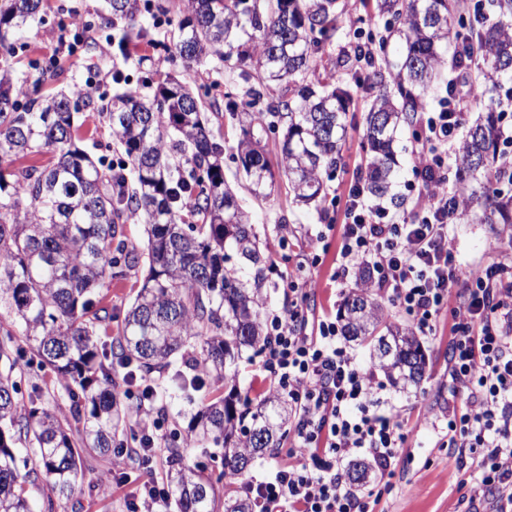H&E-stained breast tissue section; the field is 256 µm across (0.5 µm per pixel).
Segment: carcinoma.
I'll return each mask as SVG.
<instances>
[{
	"label": "carcinoma",
	"mask_w": 512,
	"mask_h": 512,
	"mask_svg": "<svg viewBox=\"0 0 512 512\" xmlns=\"http://www.w3.org/2000/svg\"><path fill=\"white\" fill-rule=\"evenodd\" d=\"M102 15L112 61H126L148 35L139 0H105ZM495 24H474L468 47L480 68L475 101L512 82V0H488ZM43 0H0V512H35L36 482L52 496H71L91 457L125 450L128 410L137 390L118 397L114 363L144 375L170 374L186 392L205 391L187 431L165 441V486L176 512H252L220 484L244 475L268 448H277L291 416L267 393L243 396L238 361L260 351L267 258L251 218L224 182V146L185 82L155 70L150 92L128 87L108 99L46 93L59 66L31 62L15 73L13 44L36 20ZM467 6L461 0H374L378 22L374 67L366 72L347 36L344 0H186L170 36L152 42L186 68L232 59L245 89L225 105L238 129L235 162L249 190L264 194L279 180L297 204L322 207L325 184L344 165L353 92L370 90L363 118L366 194L390 195L398 161L394 144L416 130L443 71L460 68ZM336 58L322 66L327 50ZM102 114L124 155L119 164L93 158L77 143L80 108ZM282 133L276 163L262 140ZM500 111L493 106L469 124L454 171L458 208L475 224H512V184L501 167ZM50 155L46 164L35 158ZM33 163L17 167L19 159ZM147 225V245H128L124 224ZM146 267L131 304L101 306L103 288ZM118 336L109 338L112 321ZM342 336L369 346L373 364L392 385L419 386L427 366L409 325L387 321L383 298L357 284L338 310ZM49 375L69 399L60 414L17 398L24 377ZM228 393L221 394L220 388ZM37 449L35 466L20 471L18 446ZM188 448H221L209 458L220 470L188 460Z\"/></svg>",
	"instance_id": "obj_1"
}]
</instances>
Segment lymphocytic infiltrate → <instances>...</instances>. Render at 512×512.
<instances>
[{
    "label": "lymphocytic infiltrate",
    "mask_w": 512,
    "mask_h": 512,
    "mask_svg": "<svg viewBox=\"0 0 512 512\" xmlns=\"http://www.w3.org/2000/svg\"><path fill=\"white\" fill-rule=\"evenodd\" d=\"M471 97L451 87L437 108L421 115L411 219L369 205L351 185L340 213L326 214L322 230L308 237L282 273L288 309L266 321L263 372L294 408L293 446L270 476L241 482L254 512H374L382 491L357 496L344 464L365 452L381 475H390L407 441L396 416L372 408L378 367H363L338 345L335 321L308 328L311 271L322 262L318 245L334 232L339 269L369 263L365 288L412 317L423 335H433L439 317L450 315L448 382L468 396L464 405L448 408L447 444L472 460L471 501L512 512V268L495 261L467 270L457 260L452 241L458 214L443 174ZM455 293L463 302L452 308ZM138 384L144 398L130 456L145 477L130 493L128 512H166V489L153 477L163 442L154 418L157 385L145 378Z\"/></svg>",
    "instance_id": "obj_1"
}]
</instances>
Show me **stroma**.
Returning <instances> with one entry per match:
<instances>
[{
	"instance_id": "obj_1",
	"label": "stroma",
	"mask_w": 512,
	"mask_h": 512,
	"mask_svg": "<svg viewBox=\"0 0 512 512\" xmlns=\"http://www.w3.org/2000/svg\"><path fill=\"white\" fill-rule=\"evenodd\" d=\"M68 37V32L60 26V16L56 10H47L42 21L29 27L25 42L14 57L16 71H27L32 60L52 57L65 71L55 85L56 90L69 91L73 82H85L95 71L101 76L99 91L107 94L115 92L112 66L108 61L110 46L101 28H94L88 47L75 54L70 53L66 46ZM156 65L158 69L177 76L193 87L215 82L221 92L232 95L243 87L236 72L227 68L217 70L203 64L188 70L181 63L162 59L157 60ZM77 124L81 144L92 155H104L116 163L121 161L117 140L98 113L81 111ZM361 136V129L349 130L343 150L344 166L327 183L330 197L337 201H344L351 183L364 170L365 153L361 148ZM414 149L411 133H403L396 145L399 177L393 189L399 203L392 208L393 213L399 216L409 212L414 205L413 194L408 190L415 180ZM235 174L236 165L229 160L224 165L225 179L235 185L238 202L251 214L260 234L261 247L274 263V271L269 276L266 310L279 312L284 307L280 274L288 266V250L280 244L279 227L285 224L302 234L317 230L321 218L315 210L305 211L293 204L287 185L276 184L269 195L257 197L236 186ZM493 244L498 247L497 253L512 257V241L498 239L490 225L471 224L464 220L458 222L453 247L460 262L479 265L491 261L493 254H490L489 247ZM333 261V255H326L324 264L312 272L316 286L308 302L310 319L320 318L324 314L336 315L345 293L355 285L350 276L331 280ZM449 322V316H441L435 335L421 339L427 367L420 390L407 394L388 384L380 394L381 406L398 412L411 427L404 448L400 449L391 466V489L380 503L382 512H464L466 508L465 500L470 496V459L461 458L451 448L442 446L437 433L416 423L422 413L439 414L448 406L459 405L466 400L465 393L448 390ZM103 466V461H95L94 472L86 474L80 490L70 497L57 498L53 512H127V485L114 483L105 490L97 486L95 472Z\"/></svg>"
}]
</instances>
